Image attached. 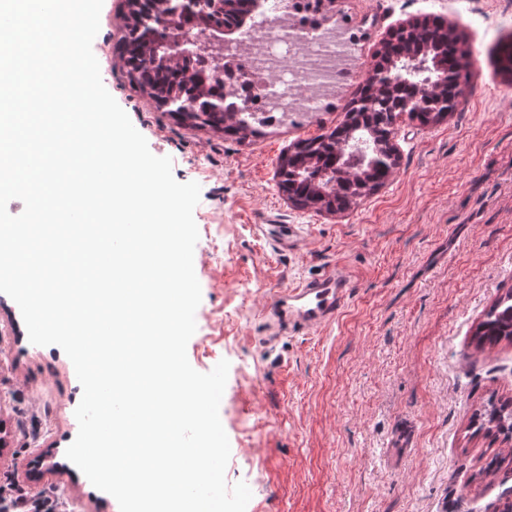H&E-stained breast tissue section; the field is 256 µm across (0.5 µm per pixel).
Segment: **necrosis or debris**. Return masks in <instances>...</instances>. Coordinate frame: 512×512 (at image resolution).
<instances>
[{
  "label": "necrosis or debris",
  "instance_id": "obj_1",
  "mask_svg": "<svg viewBox=\"0 0 512 512\" xmlns=\"http://www.w3.org/2000/svg\"><path fill=\"white\" fill-rule=\"evenodd\" d=\"M314 23L309 0H296L283 27L262 38H243L238 64L251 84L255 122L304 121L320 111L326 90L352 78V70L336 56L334 34L325 32L298 45L285 36L286 28H310Z\"/></svg>",
  "mask_w": 512,
  "mask_h": 512
}]
</instances>
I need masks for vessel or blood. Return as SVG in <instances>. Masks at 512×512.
Returning a JSON list of instances; mask_svg holds the SVG:
<instances>
[{"mask_svg": "<svg viewBox=\"0 0 512 512\" xmlns=\"http://www.w3.org/2000/svg\"><path fill=\"white\" fill-rule=\"evenodd\" d=\"M260 230L281 249L288 248L302 235L296 224H264ZM350 288V271L343 266H332L317 278L280 291L268 309L269 319L283 329L326 327L344 307Z\"/></svg>", "mask_w": 512, "mask_h": 512, "instance_id": "vessel-or-blood-1", "label": "vessel or blood"}]
</instances>
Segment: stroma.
<instances>
[{"label":"stroma","mask_w":512,"mask_h":512,"mask_svg":"<svg viewBox=\"0 0 512 512\" xmlns=\"http://www.w3.org/2000/svg\"><path fill=\"white\" fill-rule=\"evenodd\" d=\"M433 17L470 49L465 95L441 122L400 119L394 174L333 214L294 206L275 172L292 143L343 121L358 80L310 121L245 137L157 111L120 60L102 77L175 179L201 187L202 301L187 357L201 373L230 363L225 476L249 486L246 512H497L512 500V441L479 427L512 400V341L481 348L475 337L512 292V77L490 57L512 43V0H344L336 19L367 70L391 29ZM260 224L302 225L305 240L277 250ZM336 263L354 275L336 320L274 337L276 294ZM82 395L64 351L30 343L0 293V489L54 512H119L65 456Z\"/></svg>","instance_id":"stroma-1"}]
</instances>
